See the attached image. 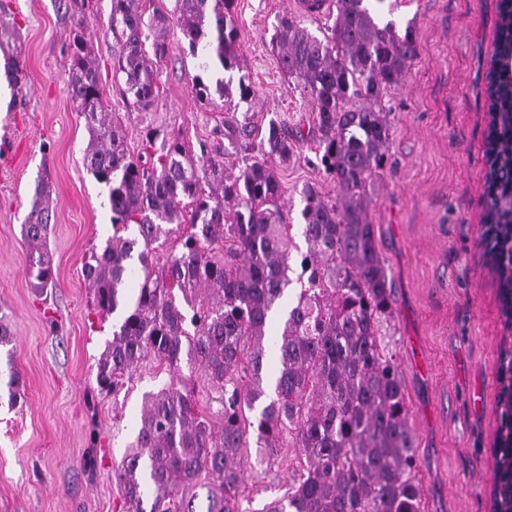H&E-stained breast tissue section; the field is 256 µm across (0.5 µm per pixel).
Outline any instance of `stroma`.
<instances>
[{"label":"stroma","instance_id":"1","mask_svg":"<svg viewBox=\"0 0 512 512\" xmlns=\"http://www.w3.org/2000/svg\"><path fill=\"white\" fill-rule=\"evenodd\" d=\"M0 13V316L12 344L22 390L15 407L0 404V512H119L112 480L133 441L142 396L168 384V372L137 368L129 388L112 396L96 383L97 361L112 323L93 310L83 273L89 249L112 235L109 190L84 162L89 129L66 83L70 38L78 20L95 35L104 105L123 122L131 152L146 125L183 140L194 154L214 151L215 127L270 118L301 122L311 106L279 67L272 45L283 13L299 0H235L241 48L229 75L252 85L249 103L225 110L201 103L195 76L215 84L227 73L204 63L178 30L165 36L159 92L149 114L126 94L114 63L120 44L109 30L112 0H6ZM412 28L418 56L390 100L389 157L369 217L392 279L387 342L400 365L416 477L424 512H488L490 448L496 429L500 345L507 330L498 283L486 264L484 210L486 76L499 0H402L390 15ZM20 83L9 82L12 62ZM287 222L300 221L299 191L334 185L298 161L280 169ZM47 180L52 213L47 248L54 287L30 284L22 224L38 180ZM281 451L268 468L246 469L247 512H259L288 488Z\"/></svg>","mask_w":512,"mask_h":512}]
</instances>
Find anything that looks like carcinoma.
I'll use <instances>...</instances> for the list:
<instances>
[{"label":"carcinoma","instance_id":"cac0c4a2","mask_svg":"<svg viewBox=\"0 0 512 512\" xmlns=\"http://www.w3.org/2000/svg\"><path fill=\"white\" fill-rule=\"evenodd\" d=\"M384 0H336L333 25L312 32L295 16L274 28L280 68L313 107L308 130L268 121L258 143L245 125L214 129L248 153L237 171L214 157L194 158L177 139L147 129L133 154L122 124L105 110L86 22L73 30L68 91L91 138L84 160L109 186L112 236L83 263L102 317L118 324L97 361L99 391L118 393L140 366L172 373L143 395L137 432L114 478L122 512H243L244 458L250 444L295 448L288 490L261 512H423L416 438L403 378L383 344L392 283L368 216L386 165L391 134L386 99L418 55L411 28L379 19ZM500 0L497 39L512 52V11ZM234 0H179L175 25L193 53L238 66ZM163 14L145 17L141 0H112L109 29L122 42L115 73L149 111L157 95L154 62L165 41ZM491 117L485 142L482 246L512 267V223L500 200L512 191V85L488 70ZM314 146L317 167L336 185L299 191L301 235L283 219L278 168ZM49 190L35 186L22 225L35 286L55 285L44 245ZM178 247L160 254L175 228ZM300 273H295L294 263ZM297 285L287 308L281 302ZM279 370L268 375L267 354ZM190 374L181 375L182 365ZM10 404L21 377L7 356Z\"/></svg>","mask_w":512,"mask_h":512}]
</instances>
